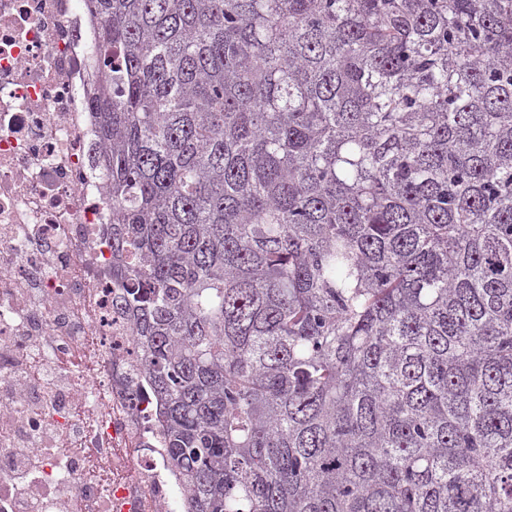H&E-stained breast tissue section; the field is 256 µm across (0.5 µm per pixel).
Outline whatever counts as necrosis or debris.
Wrapping results in <instances>:
<instances>
[{
    "instance_id": "necrosis-or-debris-1",
    "label": "necrosis or debris",
    "mask_w": 512,
    "mask_h": 512,
    "mask_svg": "<svg viewBox=\"0 0 512 512\" xmlns=\"http://www.w3.org/2000/svg\"><path fill=\"white\" fill-rule=\"evenodd\" d=\"M82 0H0V512H187L112 278Z\"/></svg>"
}]
</instances>
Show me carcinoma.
Masks as SVG:
<instances>
[{
	"label": "carcinoma",
	"instance_id": "obj_1",
	"mask_svg": "<svg viewBox=\"0 0 512 512\" xmlns=\"http://www.w3.org/2000/svg\"><path fill=\"white\" fill-rule=\"evenodd\" d=\"M84 3L188 512H512V0Z\"/></svg>",
	"mask_w": 512,
	"mask_h": 512
}]
</instances>
